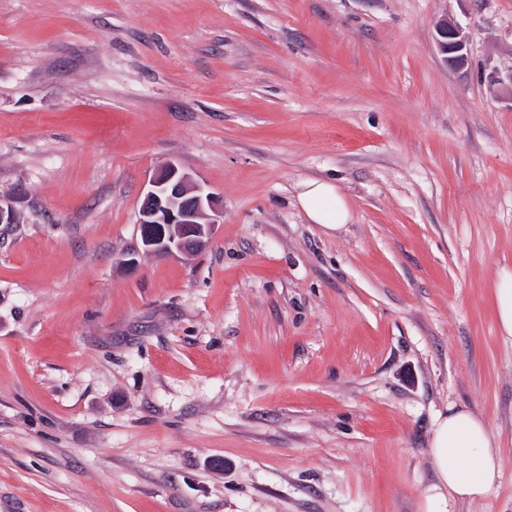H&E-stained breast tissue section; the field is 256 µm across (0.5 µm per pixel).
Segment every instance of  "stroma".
<instances>
[{"label": "stroma", "instance_id": "obj_1", "mask_svg": "<svg viewBox=\"0 0 512 512\" xmlns=\"http://www.w3.org/2000/svg\"><path fill=\"white\" fill-rule=\"evenodd\" d=\"M0 201V512H424L454 404L502 480L449 512H512V0H0ZM436 45L439 51L446 55V61L449 60L457 65L463 66L467 61L466 41L462 30L448 17L441 18L435 26ZM448 55H451L448 57ZM149 186L139 208L143 253L189 254L192 248H206L222 214L213 194L170 162L156 170ZM298 203L308 220L327 231H338L351 220L345 198L332 182L307 179L299 184ZM495 315L501 336L512 340V273L504 271L495 288Z\"/></svg>", "mask_w": 512, "mask_h": 512}]
</instances>
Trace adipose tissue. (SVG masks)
Listing matches in <instances>:
<instances>
[{"instance_id":"ef3b65f1","label":"adipose tissue","mask_w":512,"mask_h":512,"mask_svg":"<svg viewBox=\"0 0 512 512\" xmlns=\"http://www.w3.org/2000/svg\"><path fill=\"white\" fill-rule=\"evenodd\" d=\"M298 203L311 223L340 230L351 219L345 198L334 183L307 179L300 183ZM431 462L437 481L425 496L426 512H441L445 499L473 502L499 484L500 457L484 421L464 407H449L439 416L431 439Z\"/></svg>"}]
</instances>
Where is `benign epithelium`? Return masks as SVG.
Here are the masks:
<instances>
[{
    "instance_id": "1",
    "label": "benign epithelium",
    "mask_w": 512,
    "mask_h": 512,
    "mask_svg": "<svg viewBox=\"0 0 512 512\" xmlns=\"http://www.w3.org/2000/svg\"><path fill=\"white\" fill-rule=\"evenodd\" d=\"M436 45L449 60L463 66L467 61L462 30L448 17L435 26ZM221 211L212 193L174 163L162 164L149 180L139 208L140 238L146 255L187 254L210 243Z\"/></svg>"
}]
</instances>
